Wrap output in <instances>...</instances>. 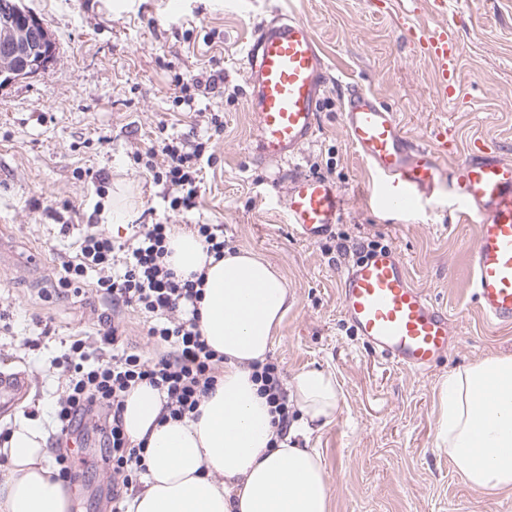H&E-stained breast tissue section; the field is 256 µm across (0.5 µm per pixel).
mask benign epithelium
Wrapping results in <instances>:
<instances>
[{
    "label": "benign epithelium",
    "mask_w": 512,
    "mask_h": 512,
    "mask_svg": "<svg viewBox=\"0 0 512 512\" xmlns=\"http://www.w3.org/2000/svg\"><path fill=\"white\" fill-rule=\"evenodd\" d=\"M54 57V44L47 28L33 17L27 25L0 29V74L5 83L45 71Z\"/></svg>",
    "instance_id": "benign-epithelium-1"
}]
</instances>
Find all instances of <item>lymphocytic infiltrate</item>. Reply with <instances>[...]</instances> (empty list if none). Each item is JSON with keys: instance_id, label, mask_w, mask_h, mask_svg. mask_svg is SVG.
Here are the masks:
<instances>
[{"instance_id": "1", "label": "lymphocytic infiltrate", "mask_w": 512, "mask_h": 512, "mask_svg": "<svg viewBox=\"0 0 512 512\" xmlns=\"http://www.w3.org/2000/svg\"><path fill=\"white\" fill-rule=\"evenodd\" d=\"M207 148L200 142L188 151L182 142L169 138L146 151L144 169L155 184L167 188L171 208L195 209ZM171 232L168 224H139L128 242L119 243L97 225H87L78 259L64 261L58 278L59 287L76 289L96 276L97 288L113 308L149 314L148 337L168 347L159 357H144L124 346L118 325L107 318L99 335L101 354L87 352L85 340L74 339L55 360L68 374L66 394L54 413L58 477L73 481L66 447L72 436L93 425L102 442L101 465L112 473L116 508L146 470L143 446L133 444L124 429L126 395L138 385H149L164 396L161 419L190 417L202 397L214 391L224 364L223 355L208 345L199 325L204 276L195 272L185 277L171 268ZM281 374L279 364L271 360L252 365L253 380L284 425L290 409Z\"/></svg>"}]
</instances>
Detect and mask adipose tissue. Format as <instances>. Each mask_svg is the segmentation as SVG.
I'll return each instance as SVG.
<instances>
[{"label":"adipose tissue","instance_id":"adipose-tissue-1","mask_svg":"<svg viewBox=\"0 0 512 512\" xmlns=\"http://www.w3.org/2000/svg\"><path fill=\"white\" fill-rule=\"evenodd\" d=\"M169 263L205 275L201 328L224 356V371L194 419L160 421L163 398L148 385L127 396L124 428L143 443L144 487L128 512H329L321 455L297 437L329 424L342 392L332 373L310 369L287 384L298 411L279 432L251 366L272 349L292 304L288 283L267 259L240 249L208 256L197 232L175 229ZM437 439L476 490L512 488V356L487 357L439 384ZM0 512H70L72 499L48 462L47 437L19 419L0 443Z\"/></svg>","mask_w":512,"mask_h":512}]
</instances>
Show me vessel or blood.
Masks as SVG:
<instances>
[{"label":"vessel or blood","mask_w":512,"mask_h":512,"mask_svg":"<svg viewBox=\"0 0 512 512\" xmlns=\"http://www.w3.org/2000/svg\"><path fill=\"white\" fill-rule=\"evenodd\" d=\"M411 38L419 54L435 63L441 98L456 99L460 47L447 25L412 28ZM245 58L257 154L297 159L317 131L329 68L312 28L303 19L275 15L255 30ZM342 125L350 146L375 175L370 193L383 208L430 199L446 178H454L456 214L477 224L469 248L470 294L489 323L511 326L512 162L477 138L462 162L447 166L435 139L410 137L394 109L352 84L343 100ZM344 206L335 183L306 175L290 179L283 202L288 224L308 241L330 235ZM339 301L356 336L386 363L422 373L448 349L447 309L414 285L393 249L347 266ZM28 389L26 373L0 374V412L12 410Z\"/></svg>","instance_id":"obj_1"}]
</instances>
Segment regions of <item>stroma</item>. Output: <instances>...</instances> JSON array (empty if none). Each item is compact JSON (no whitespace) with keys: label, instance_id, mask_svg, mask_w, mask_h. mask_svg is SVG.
Returning <instances> with one entry per match:
<instances>
[{"label":"stroma","instance_id":"35a3bbf8","mask_svg":"<svg viewBox=\"0 0 512 512\" xmlns=\"http://www.w3.org/2000/svg\"><path fill=\"white\" fill-rule=\"evenodd\" d=\"M47 27L55 57L46 71L0 88V225L18 254L0 261V373L26 372L30 390L0 432L21 417L51 430L67 374L52 364L60 340L84 339L96 351L99 318L112 305L92 284L58 292L60 264L79 252L87 224H102L111 196L97 176L132 193L131 225L162 222L193 228L220 224L228 247L266 258L287 279L294 304L270 353L285 380L305 369L333 373L343 400L336 417L302 448L321 453L329 512H512V489L471 488L437 442V387L453 370L493 355H512V328L487 324L466 288L467 249L475 223L457 221L451 184L411 210H386L369 196L370 168L350 147L341 123L346 83L370 87L396 109L407 132L448 131L461 158L471 140L495 142L512 161V0H448L462 45L457 105L438 97L433 65L409 41L412 26H433L429 0L402 19L382 0H23ZM304 19L332 74L324 87L316 135L295 164L258 159L250 150L244 48L274 13ZM224 70L218 92L196 111L179 106L172 79H192L212 63ZM224 130L211 137L209 120ZM193 147L211 137L197 207L171 209L138 155L168 136ZM336 182L343 214L327 238L300 239L282 202L288 171ZM376 244L400 253L414 284L447 307L452 341L428 372L382 362L341 314L342 270ZM40 255L38 265L23 254ZM53 338H45L44 327ZM100 444L73 448L72 512H112V474Z\"/></svg>","mask_w":512,"mask_h":512}]
</instances>
